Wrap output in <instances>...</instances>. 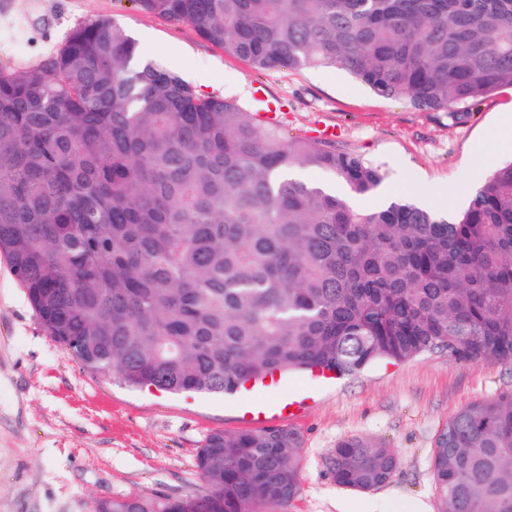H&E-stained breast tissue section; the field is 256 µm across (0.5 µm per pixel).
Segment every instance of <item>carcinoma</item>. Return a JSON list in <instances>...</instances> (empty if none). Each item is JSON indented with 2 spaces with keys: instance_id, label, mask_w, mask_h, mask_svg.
<instances>
[{
  "instance_id": "obj_1",
  "label": "carcinoma",
  "mask_w": 512,
  "mask_h": 512,
  "mask_svg": "<svg viewBox=\"0 0 512 512\" xmlns=\"http://www.w3.org/2000/svg\"><path fill=\"white\" fill-rule=\"evenodd\" d=\"M267 71L325 67L418 110L512 88V0H133ZM330 172L347 195L289 177ZM385 174L282 134L238 100L139 58L112 19L0 72V257L43 331L132 389L232 395L272 371L352 375L444 350L512 360V162L461 211L348 199ZM302 436L210 432L209 493L96 512H263L300 491ZM385 444L339 441L336 484L387 483ZM438 512H512V394L461 409L431 454Z\"/></svg>"
}]
</instances>
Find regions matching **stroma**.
Listing matches in <instances>:
<instances>
[{
  "instance_id": "stroma-1",
  "label": "stroma",
  "mask_w": 512,
  "mask_h": 512,
  "mask_svg": "<svg viewBox=\"0 0 512 512\" xmlns=\"http://www.w3.org/2000/svg\"><path fill=\"white\" fill-rule=\"evenodd\" d=\"M108 17L196 92L272 107L285 132L320 139L380 165L382 189L449 210L467 206L490 170L512 162V88L477 109L426 112L376 95L346 73L321 67L260 71L203 40L193 26L136 9L131 0H0V68L38 64L68 33ZM512 393V361L450 360L442 350L377 362L352 376L307 383L284 374L275 402L304 400L293 427L303 439L300 492L268 512H437L431 448L467 405ZM256 397L132 390L83 368L41 328L0 258V512H94L121 496L179 498L208 486L194 466L211 431L257 429ZM384 441L400 465L371 491L336 485L326 464L345 438Z\"/></svg>"
}]
</instances>
